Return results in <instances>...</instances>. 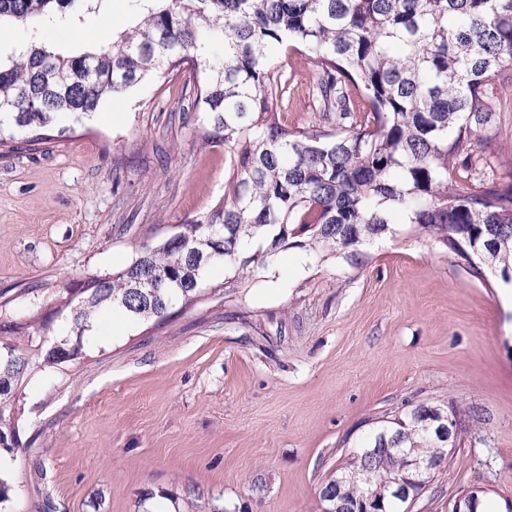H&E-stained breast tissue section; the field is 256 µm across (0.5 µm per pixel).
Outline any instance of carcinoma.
<instances>
[{
    "mask_svg": "<svg viewBox=\"0 0 512 512\" xmlns=\"http://www.w3.org/2000/svg\"><path fill=\"white\" fill-rule=\"evenodd\" d=\"M105 2L0 0V23L30 36L0 59V145L20 132L62 134L63 123L188 63L180 99L193 97L197 132L224 147V198L180 225L188 245L170 236L141 244L122 270L64 285L52 312L0 323V459L21 447L31 364L52 370L81 357L105 312L169 318L211 289L216 263L224 287L237 288L282 250L354 256L400 217L437 242L455 239L473 273L479 259L512 275V184H465L487 144L481 132L502 111L512 0H132L135 24L109 43L66 54L38 42L39 28L81 21ZM275 47L303 49L323 127L288 126L291 76ZM465 432L452 405L420 404L381 423L361 443L385 449L370 480L350 479L355 457L336 470L341 498L407 512ZM401 448L431 468L394 499L407 474ZM11 491L0 471V512H13Z\"/></svg>",
    "mask_w": 512,
    "mask_h": 512,
    "instance_id": "carcinoma-1",
    "label": "carcinoma"
}]
</instances>
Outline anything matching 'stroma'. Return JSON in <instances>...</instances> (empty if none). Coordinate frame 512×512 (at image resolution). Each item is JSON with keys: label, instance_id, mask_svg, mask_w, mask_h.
I'll use <instances>...</instances> for the list:
<instances>
[{"label": "stroma", "instance_id": "obj_1", "mask_svg": "<svg viewBox=\"0 0 512 512\" xmlns=\"http://www.w3.org/2000/svg\"><path fill=\"white\" fill-rule=\"evenodd\" d=\"M129 0L39 39L73 51L131 26ZM288 124L314 121L311 65ZM149 82L66 133L0 149V316L46 310L64 284L116 272L141 243L224 195V150L203 146L178 97ZM168 320L106 317L85 359L24 384L15 512H324L320 490L372 429L421 403L473 429L410 512L481 489L512 500V290L474 276L413 224L317 259L290 249L243 287Z\"/></svg>", "mask_w": 512, "mask_h": 512}]
</instances>
